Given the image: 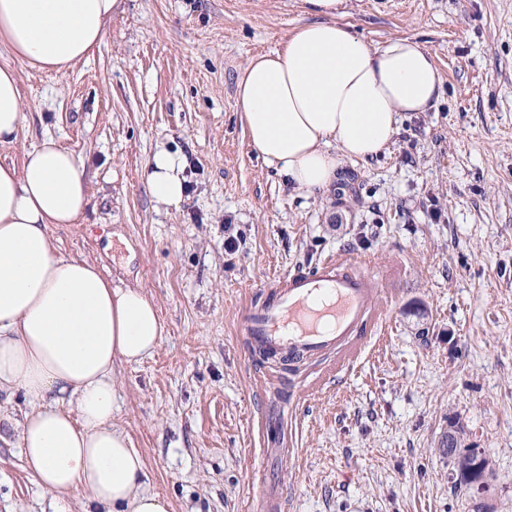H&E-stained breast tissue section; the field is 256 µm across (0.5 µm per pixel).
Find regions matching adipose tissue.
<instances>
[{"label":"adipose tissue","mask_w":512,"mask_h":512,"mask_svg":"<svg viewBox=\"0 0 512 512\" xmlns=\"http://www.w3.org/2000/svg\"><path fill=\"white\" fill-rule=\"evenodd\" d=\"M312 16L278 50L238 74L241 119L265 165L311 194L330 189L342 159L384 152L407 116L441 91L433 54L397 37L371 46L343 21L349 0H303ZM123 0H0V44L20 60L62 72L87 58ZM25 108L18 79L0 68V145L13 143ZM185 164L167 149L145 162L148 194L164 206L185 196ZM91 201L74 151L47 136L21 164L0 161V390L23 391L28 470L58 512L83 489L84 512H168L144 491L140 453L112 425L113 371L150 355L163 323L140 289L113 285L93 262L59 254L51 225L75 224ZM75 399V411L63 409Z\"/></svg>","instance_id":"ef3b65f1"}]
</instances>
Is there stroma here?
Wrapping results in <instances>:
<instances>
[{
    "mask_svg": "<svg viewBox=\"0 0 512 512\" xmlns=\"http://www.w3.org/2000/svg\"><path fill=\"white\" fill-rule=\"evenodd\" d=\"M307 20L302 0H123L67 72L0 46L26 106L0 160L48 135L72 149L92 197L82 223L53 225L55 244L156 303L165 333L118 365L112 423L169 512H261L270 475L280 512H512V0H350L344 23L374 46L419 41L442 89L318 196L264 164L235 94L248 59ZM160 147L185 162L176 209L141 179ZM336 254L372 263L379 337H354L362 353L339 375L333 354L263 358L243 308ZM29 408L0 392V512H55L20 450ZM453 414L492 464L486 489L440 454Z\"/></svg>",
    "mask_w": 512,
    "mask_h": 512,
    "instance_id": "35a3bbf8",
    "label": "stroma"
}]
</instances>
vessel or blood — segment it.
Segmentation results:
<instances>
[{
  "instance_id": "1",
  "label": "vessel or blood",
  "mask_w": 512,
  "mask_h": 512,
  "mask_svg": "<svg viewBox=\"0 0 512 512\" xmlns=\"http://www.w3.org/2000/svg\"><path fill=\"white\" fill-rule=\"evenodd\" d=\"M380 299L374 275L339 255L273 283L268 299L246 311L241 330L257 349L313 357L361 330Z\"/></svg>"
}]
</instances>
